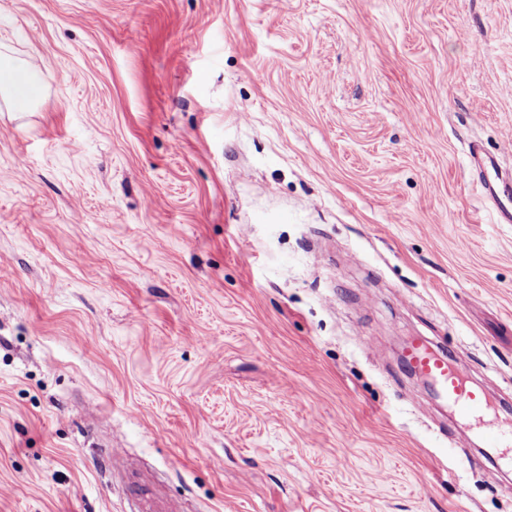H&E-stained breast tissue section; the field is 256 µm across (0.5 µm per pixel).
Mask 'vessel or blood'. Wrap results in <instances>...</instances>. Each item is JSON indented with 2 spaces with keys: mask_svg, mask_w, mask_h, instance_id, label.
<instances>
[{
  "mask_svg": "<svg viewBox=\"0 0 512 512\" xmlns=\"http://www.w3.org/2000/svg\"><path fill=\"white\" fill-rule=\"evenodd\" d=\"M471 162L480 174L485 197L494 204L498 223L511 224L512 178L499 176L497 159L479 148H472ZM462 358V351L441 353L418 338L411 340L404 353L406 366L431 379L453 413L468 423L487 447L497 449L501 458L512 463V423L501 424L485 392L459 373Z\"/></svg>",
  "mask_w": 512,
  "mask_h": 512,
  "instance_id": "b4317fda",
  "label": "vessel or blood"
}]
</instances>
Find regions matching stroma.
<instances>
[{
	"instance_id": "1",
	"label": "stroma",
	"mask_w": 512,
	"mask_h": 512,
	"mask_svg": "<svg viewBox=\"0 0 512 512\" xmlns=\"http://www.w3.org/2000/svg\"><path fill=\"white\" fill-rule=\"evenodd\" d=\"M0 53V512H512L398 361L512 404V0H0ZM42 95L40 78L33 66L0 54V99L6 107L28 111ZM472 166L481 175L479 180L484 189V195L493 202L497 222L512 223V178H503L499 174V164L495 157L484 154L477 146L471 149ZM492 171L494 178H489L487 172Z\"/></svg>"
}]
</instances>
